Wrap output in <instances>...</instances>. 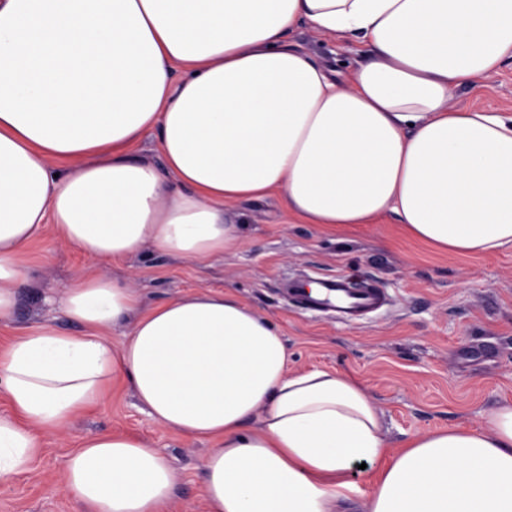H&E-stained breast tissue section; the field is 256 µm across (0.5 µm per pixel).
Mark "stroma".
<instances>
[{
  "label": "stroma",
  "mask_w": 512,
  "mask_h": 512,
  "mask_svg": "<svg viewBox=\"0 0 512 512\" xmlns=\"http://www.w3.org/2000/svg\"><path fill=\"white\" fill-rule=\"evenodd\" d=\"M294 37L343 74L368 56L366 47L348 37L329 39L307 27ZM451 103L512 113V65L455 89ZM237 211L241 244L218 261L203 264L146 247L108 271L128 277L147 306L195 289L232 292L280 327L291 368L335 369L361 379L383 413L394 451L417 433L480 425L487 410L512 402V251L441 254L407 238L393 216L326 231L288 220L274 195L240 203ZM33 258V281L22 288L13 321L0 328V344L43 323L64 333L80 331L57 300L95 260L49 234L38 240ZM336 272L376 280L390 305L347 326L297 308L286 294L289 279L297 275ZM105 430L137 434L169 462L177 483L168 512H205L200 474L209 441L159 426L120 381L113 383L105 407L76 419L34 471L0 484V512H83L71 495L56 489L63 456L82 437Z\"/></svg>",
  "instance_id": "35a3bbf8"
}]
</instances>
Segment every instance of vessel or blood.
Masks as SVG:
<instances>
[{
  "label": "vessel or blood",
  "mask_w": 512,
  "mask_h": 512,
  "mask_svg": "<svg viewBox=\"0 0 512 512\" xmlns=\"http://www.w3.org/2000/svg\"><path fill=\"white\" fill-rule=\"evenodd\" d=\"M317 283L318 295L305 294L303 283L299 280L290 285L288 295L303 308L334 312L337 320L344 323H357L390 302L383 288L371 279L354 288L345 274L337 273L318 278Z\"/></svg>",
  "instance_id": "vessel-or-blood-1"
}]
</instances>
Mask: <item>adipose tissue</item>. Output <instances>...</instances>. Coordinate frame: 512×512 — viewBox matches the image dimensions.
Returning <instances> with one entry per match:
<instances>
[{"mask_svg": "<svg viewBox=\"0 0 512 512\" xmlns=\"http://www.w3.org/2000/svg\"><path fill=\"white\" fill-rule=\"evenodd\" d=\"M305 25L369 60L339 78L290 41ZM510 60L512 0H0V325L45 231L102 263L147 245L208 263L241 242L232 206L274 194L303 224L393 214L442 253L512 250V115L450 103ZM149 133L162 166L136 153ZM61 306L82 335L0 345V483L120 377L161 427L211 442L206 512H338L358 461L378 466L363 512H512L510 403L393 454L363 382L290 370L280 329L228 291L147 307L90 269ZM175 482L146 440L100 432L59 488L85 512H167Z\"/></svg>", "mask_w": 512, "mask_h": 512, "instance_id": "adipose-tissue-1", "label": "adipose tissue"}]
</instances>
